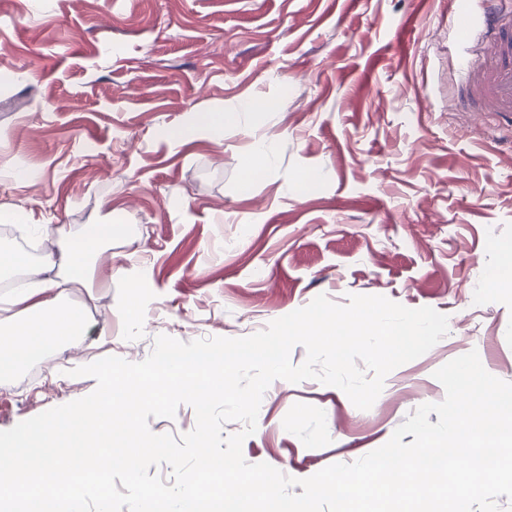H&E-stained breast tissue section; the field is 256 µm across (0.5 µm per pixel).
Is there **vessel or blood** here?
<instances>
[{
  "mask_svg": "<svg viewBox=\"0 0 512 512\" xmlns=\"http://www.w3.org/2000/svg\"><path fill=\"white\" fill-rule=\"evenodd\" d=\"M506 0H480L482 22L472 39L481 50L479 62L466 68L465 96L472 110L512 114V24L505 21Z\"/></svg>",
  "mask_w": 512,
  "mask_h": 512,
  "instance_id": "vessel-or-blood-1",
  "label": "vessel or blood"
}]
</instances>
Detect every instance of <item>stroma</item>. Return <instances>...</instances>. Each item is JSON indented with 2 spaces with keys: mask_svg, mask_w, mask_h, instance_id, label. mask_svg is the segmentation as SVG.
Listing matches in <instances>:
<instances>
[{
  "mask_svg": "<svg viewBox=\"0 0 512 512\" xmlns=\"http://www.w3.org/2000/svg\"><path fill=\"white\" fill-rule=\"evenodd\" d=\"M479 16L478 0H0V205L31 216L0 244L36 259L63 232L129 229L72 292L85 336L0 378V431L90 394L73 368L143 361L162 334L248 336L320 294L427 306L448 333L367 410L273 381L247 462L297 479L355 462L441 402L435 371L472 350L512 382V288L489 285L512 263V123L448 109ZM250 99L258 126L196 131ZM256 133L273 163L245 190Z\"/></svg>",
  "mask_w": 512,
  "mask_h": 512,
  "instance_id": "stroma-1",
  "label": "stroma"
}]
</instances>
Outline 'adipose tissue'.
I'll use <instances>...</instances> for the list:
<instances>
[{
	"instance_id": "obj_1",
	"label": "adipose tissue",
	"mask_w": 512,
	"mask_h": 512,
	"mask_svg": "<svg viewBox=\"0 0 512 512\" xmlns=\"http://www.w3.org/2000/svg\"><path fill=\"white\" fill-rule=\"evenodd\" d=\"M115 224H93L75 237H63L60 255L33 262L24 251L0 247V273L26 272L32 285L12 289L7 302L20 308L21 319H0V377L5 378L60 341L82 336L84 319L67 301L72 289L93 286L94 258L112 243Z\"/></svg>"
}]
</instances>
